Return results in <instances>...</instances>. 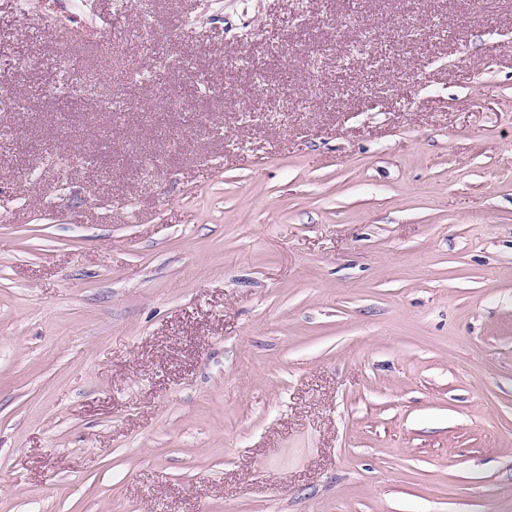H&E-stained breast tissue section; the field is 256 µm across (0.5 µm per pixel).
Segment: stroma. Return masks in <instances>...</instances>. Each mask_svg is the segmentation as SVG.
Here are the masks:
<instances>
[{"instance_id":"1","label":"stroma","mask_w":512,"mask_h":512,"mask_svg":"<svg viewBox=\"0 0 512 512\" xmlns=\"http://www.w3.org/2000/svg\"><path fill=\"white\" fill-rule=\"evenodd\" d=\"M482 2L0 0V512H512ZM159 52L209 83L184 111L130 79Z\"/></svg>"}]
</instances>
